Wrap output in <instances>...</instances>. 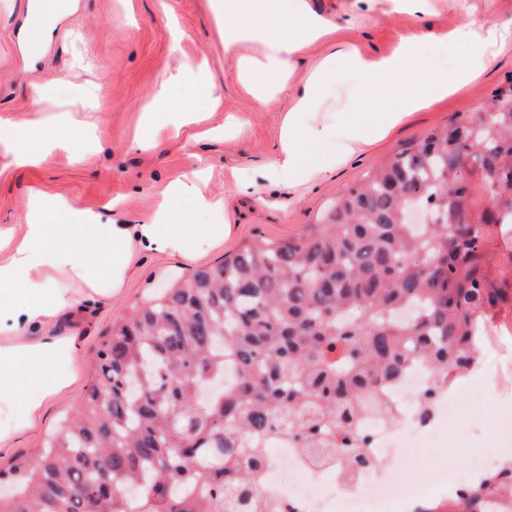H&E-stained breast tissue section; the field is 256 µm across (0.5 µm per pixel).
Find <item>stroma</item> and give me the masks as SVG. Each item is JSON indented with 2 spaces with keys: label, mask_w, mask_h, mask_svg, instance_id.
I'll list each match as a JSON object with an SVG mask.
<instances>
[{
  "label": "stroma",
  "mask_w": 512,
  "mask_h": 512,
  "mask_svg": "<svg viewBox=\"0 0 512 512\" xmlns=\"http://www.w3.org/2000/svg\"><path fill=\"white\" fill-rule=\"evenodd\" d=\"M300 1L307 11L328 21L333 32L302 47L283 89L262 107L252 96L262 72H254L251 81L240 80L236 60L264 61L266 48L248 41L235 55L225 56L224 26L210 0H60L56 16L47 20L53 28L51 40L34 59L23 55L19 36L33 19L35 0H0V119L18 127L40 119L51 128L62 123L85 146L78 164L67 151L28 167L15 166L0 155V225L26 223L31 194L37 190L63 196L76 208L98 214L101 222L137 224L156 210L165 185L202 166L205 193L225 197L227 207L221 214L188 209L185 221L231 226L223 245L203 248L193 260L139 254L118 295L63 320L61 331L78 340L73 362L77 380L63 398L47 403L41 417L11 447L0 450L1 471L35 460L45 436L79 408L93 382V357L111 336L113 323L140 298L163 287L169 275L217 263L260 239L278 241L302 232L368 171L512 84V34L493 42L483 39L490 29L505 26L512 31V0H426L420 17L398 10L393 0ZM468 23L477 25L479 39L439 42L440 34ZM418 27L428 34L415 67L420 76L451 74L477 58L482 64L480 77L411 113L388 137L355 152L336 171L296 187L268 178L285 115L300 97L309 98L316 121L330 125L358 105L390 97L389 89L370 83L349 65L326 82H313L311 72L317 63L335 51L379 60ZM203 61L209 69L206 81L200 82L189 69ZM170 74L178 76L182 98L210 94L220 103L179 131L162 129L156 147L140 149L136 135L160 96L161 77ZM232 116L240 120V127L226 128ZM241 182L250 184V192L238 191ZM472 397L463 414L468 435L446 432L434 456L409 467V479H423L429 468L438 466L459 471L481 449L494 446L488 424L496 409L512 407V391H493L478 379Z\"/></svg>",
  "instance_id": "obj_1"
}]
</instances>
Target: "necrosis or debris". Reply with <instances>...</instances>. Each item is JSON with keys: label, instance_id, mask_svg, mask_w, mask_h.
Wrapping results in <instances>:
<instances>
[{"label": "necrosis or debris", "instance_id": "4bbe7bcc", "mask_svg": "<svg viewBox=\"0 0 512 512\" xmlns=\"http://www.w3.org/2000/svg\"><path fill=\"white\" fill-rule=\"evenodd\" d=\"M502 342L491 328L481 329L472 339L476 360L469 368L444 374L416 361L380 386L377 394L385 410L362 414L353 429L357 447L372 461L365 472H349L336 456L316 460L293 429L282 427L271 433L259 443L265 459L260 496L273 501L277 512H417L427 498H459L464 488L511 466L507 442L512 439V413L501 410L495 415L501 448L485 449L463 479L440 471L428 484L411 489L404 487L400 467L407 453L427 455V441L442 439L456 426L461 396L474 376L487 374L490 385L500 392L512 388V375L490 363Z\"/></svg>", "mask_w": 512, "mask_h": 512}]
</instances>
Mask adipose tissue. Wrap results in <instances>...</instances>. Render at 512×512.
Returning <instances> with one entry per match:
<instances>
[{"mask_svg": "<svg viewBox=\"0 0 512 512\" xmlns=\"http://www.w3.org/2000/svg\"><path fill=\"white\" fill-rule=\"evenodd\" d=\"M258 1L264 12L281 23V30L242 24V17ZM214 9L238 20L237 25L224 29L225 52H232L246 38L265 42L267 79L257 96L263 105L282 85L302 44L331 32L322 19L299 7L283 11L277 0H216ZM424 37L422 30H414L390 56L366 64L377 84L397 88L385 110L363 107L346 113L332 127L314 121L307 99H300L284 122L271 177L297 182L332 172L340 157L321 149L332 136L342 137L345 153L353 154L387 134L408 114L428 107L432 93L456 92L479 74L478 66L469 65L450 75H438L428 85L399 86ZM0 147L12 154L16 164L25 166L42 163L55 150L70 149L71 144L62 136L45 137L0 121ZM220 206V200L206 196L192 176L171 182L159 211L139 224L102 223L63 197L38 193L30 202L22 231L0 225V448L10 447L40 415L44 404L64 396L75 380L70 364L77 345L74 337L56 330L61 314L76 300L92 303L117 293L140 253L190 258L201 246L222 245L229 225L209 224L200 230L181 223L178 214L186 207L216 210ZM55 214L64 215L65 223H52ZM102 266L109 271L104 281L98 277Z\"/></svg>", "mask_w": 512, "mask_h": 512, "instance_id": "adipose-tissue-1", "label": "adipose tissue"}]
</instances>
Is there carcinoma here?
Returning a JSON list of instances; mask_svg holds the SVG:
<instances>
[{
  "label": "carcinoma",
  "mask_w": 512,
  "mask_h": 512,
  "mask_svg": "<svg viewBox=\"0 0 512 512\" xmlns=\"http://www.w3.org/2000/svg\"><path fill=\"white\" fill-rule=\"evenodd\" d=\"M511 239L512 84L381 163L322 223L136 302L97 352L80 408L33 464L0 471V512H262L264 458L246 441L294 413L298 437L319 442L308 397L336 413L338 454L364 468L352 402L420 357L441 371L474 363L469 337L512 305L490 262V246ZM413 305L418 317L395 319ZM228 361L237 382L200 401L198 385ZM133 483L134 501L122 493ZM508 494L512 469L423 512H484Z\"/></svg>",
  "instance_id": "cac0c4a2"
}]
</instances>
